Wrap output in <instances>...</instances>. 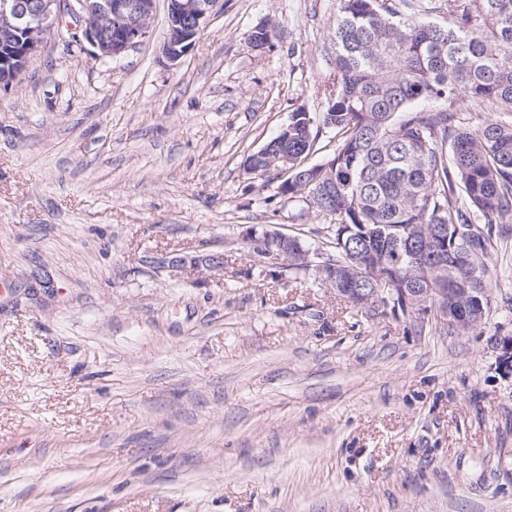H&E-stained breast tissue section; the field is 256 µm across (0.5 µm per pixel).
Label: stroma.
Returning <instances> with one entry per match:
<instances>
[{
  "instance_id": "1",
  "label": "stroma",
  "mask_w": 512,
  "mask_h": 512,
  "mask_svg": "<svg viewBox=\"0 0 512 512\" xmlns=\"http://www.w3.org/2000/svg\"><path fill=\"white\" fill-rule=\"evenodd\" d=\"M337 0H219L177 64L166 0L96 61L48 35L0 86V512H512V224L492 307L358 312L245 241L329 251V215L248 172L324 112ZM262 23L275 36L258 49ZM220 271H157L155 252ZM153 268L161 271L178 272L186 267L206 271H220L224 268V257L220 254L206 255H157L149 261ZM493 348L496 352V367L505 379L512 378V336H494Z\"/></svg>"
}]
</instances>
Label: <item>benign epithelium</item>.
Masks as SVG:
<instances>
[{
    "label": "benign epithelium",
    "mask_w": 512,
    "mask_h": 512,
    "mask_svg": "<svg viewBox=\"0 0 512 512\" xmlns=\"http://www.w3.org/2000/svg\"><path fill=\"white\" fill-rule=\"evenodd\" d=\"M220 0H167L168 33L162 53L174 64L187 54L195 37L210 22ZM155 0H0V45L18 43L10 56L0 58V84L7 85L35 61L48 33L66 19L78 21L79 45L94 60L118 57L140 45L147 37ZM267 169L288 177V154L261 157ZM424 240L422 249L406 253L387 252L359 258L336 279V262L319 252L304 248L299 239L281 232L274 224L262 230L250 228L247 240L262 263L268 266L314 269L324 283L359 308L389 306L406 309L432 304L445 319L466 328L478 325L491 299L485 288H437L429 261L448 265V247H440L442 234ZM161 271L178 272L186 267L206 271L224 270V256L157 255L150 260ZM496 367L506 379L512 378V336L492 338Z\"/></svg>",
    "instance_id": "obj_1"
}]
</instances>
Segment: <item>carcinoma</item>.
I'll return each instance as SVG.
<instances>
[{"label":"carcinoma","mask_w":512,"mask_h":512,"mask_svg":"<svg viewBox=\"0 0 512 512\" xmlns=\"http://www.w3.org/2000/svg\"><path fill=\"white\" fill-rule=\"evenodd\" d=\"M334 74L316 118L291 113L288 148L306 182L288 198L336 217L331 258L414 244L425 224L448 225V288L489 287L493 226L512 224V0H448L444 26L403 18L394 0H338ZM466 94L490 118L471 125L451 110ZM432 101L439 107L425 109ZM335 148L319 163V131ZM336 180V196L315 193Z\"/></svg>","instance_id":"obj_1"}]
</instances>
